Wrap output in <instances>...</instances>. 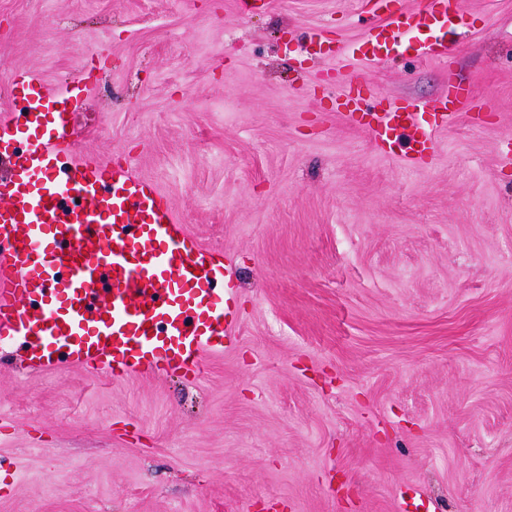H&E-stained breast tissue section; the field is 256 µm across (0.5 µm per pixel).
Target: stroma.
Instances as JSON below:
<instances>
[{"instance_id": "1", "label": "stroma", "mask_w": 512, "mask_h": 512, "mask_svg": "<svg viewBox=\"0 0 512 512\" xmlns=\"http://www.w3.org/2000/svg\"><path fill=\"white\" fill-rule=\"evenodd\" d=\"M461 8L450 59L347 70L489 103L415 164L336 113L369 0H0V123L11 75L82 78L75 154L157 183L236 285L192 381L0 341V512H512V0Z\"/></svg>"}]
</instances>
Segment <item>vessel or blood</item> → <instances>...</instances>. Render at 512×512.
Segmentation results:
<instances>
[{
	"instance_id": "1",
	"label": "vessel or blood",
	"mask_w": 512,
	"mask_h": 512,
	"mask_svg": "<svg viewBox=\"0 0 512 512\" xmlns=\"http://www.w3.org/2000/svg\"><path fill=\"white\" fill-rule=\"evenodd\" d=\"M375 3L379 24L340 57L380 62L400 47L447 56L460 0L399 12L391 0ZM86 91L74 80L54 94L29 77L21 84L26 115L0 127V161L9 164L0 174V338L21 337L35 368L52 366L64 348L75 365L115 377L199 376L204 354L223 350L235 319L223 297L233 288L224 254L189 237L155 184L131 166L74 158ZM339 94L377 145L403 144L411 162L434 150L425 104L373 112L351 86ZM470 99V90L449 85L437 100L441 121ZM20 137L30 143L23 155L12 149Z\"/></svg>"
}]
</instances>
